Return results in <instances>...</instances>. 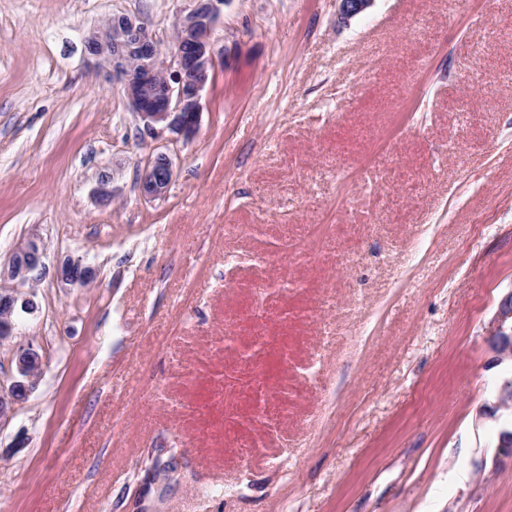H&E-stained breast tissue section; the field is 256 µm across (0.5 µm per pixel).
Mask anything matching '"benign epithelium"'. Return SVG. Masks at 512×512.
Here are the masks:
<instances>
[{
    "label": "benign epithelium",
    "instance_id": "1",
    "mask_svg": "<svg viewBox=\"0 0 512 512\" xmlns=\"http://www.w3.org/2000/svg\"><path fill=\"white\" fill-rule=\"evenodd\" d=\"M227 0H191L189 8L179 16L174 46L162 51L156 35L138 16L117 15L105 22L102 32H93L85 40L86 50L95 63L110 65L112 82L125 91L129 106L145 126L162 133L170 131L186 138L198 128L201 113L200 92L214 68L210 34L220 18V5ZM340 18L350 19L369 8L374 0H339ZM173 179L172 162L164 154L157 155L140 178L141 193L146 198L165 194ZM43 249L31 238L12 253L9 277L22 283L34 280L43 269ZM60 283L76 286L93 279V269L80 263L67 262L57 270ZM17 298L6 294L0 299V341L13 336ZM495 363L512 360V296L500 305L497 314ZM20 379L8 394L0 393V420L13 412L24 400L40 376L41 358L27 349L17 358Z\"/></svg>",
    "mask_w": 512,
    "mask_h": 512
}]
</instances>
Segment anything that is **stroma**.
I'll list each match as a JSON object with an SVG mask.
<instances>
[{
	"instance_id": "1",
	"label": "stroma",
	"mask_w": 512,
	"mask_h": 512,
	"mask_svg": "<svg viewBox=\"0 0 512 512\" xmlns=\"http://www.w3.org/2000/svg\"><path fill=\"white\" fill-rule=\"evenodd\" d=\"M189 0H0V512H512L493 320L512 292V0H226L194 137L152 136L84 41ZM164 153L166 193L139 178ZM108 175L112 199L95 188ZM41 239L45 268L5 277ZM241 254L235 265L225 252ZM358 262L336 270L337 256ZM94 270L65 286L58 266ZM289 413L224 436V320L262 282ZM321 356L323 376L306 368ZM17 298L13 294L4 295L0 299V341H5L13 336L15 323L14 315ZM17 373L22 380H17L10 387L8 394L0 391V422L7 419L13 412L14 406L24 400L30 388L40 376L41 358L32 349L22 350L17 358Z\"/></svg>"
}]
</instances>
